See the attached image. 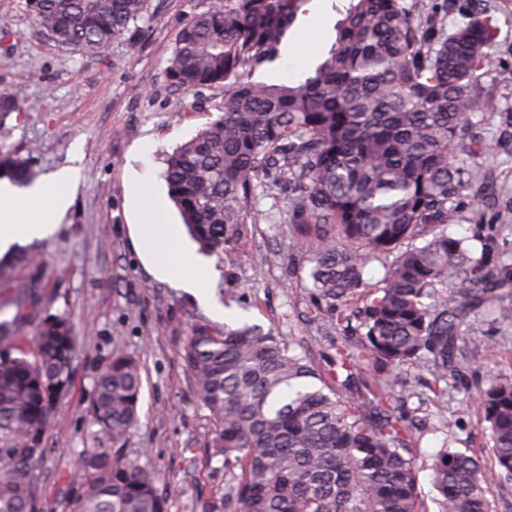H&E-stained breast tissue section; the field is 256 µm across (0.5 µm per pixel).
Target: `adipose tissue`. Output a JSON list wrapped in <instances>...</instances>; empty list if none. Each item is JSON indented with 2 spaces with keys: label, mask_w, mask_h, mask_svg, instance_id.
<instances>
[{
  "label": "adipose tissue",
  "mask_w": 512,
  "mask_h": 512,
  "mask_svg": "<svg viewBox=\"0 0 512 512\" xmlns=\"http://www.w3.org/2000/svg\"><path fill=\"white\" fill-rule=\"evenodd\" d=\"M73 182V170L63 169L21 192L0 185V254L15 242L53 234L72 203ZM128 193L134 216L129 230L141 261L156 279L204 299L214 271L191 253L182 225L167 223L163 201L141 175L132 176Z\"/></svg>",
  "instance_id": "adipose-tissue-1"
}]
</instances>
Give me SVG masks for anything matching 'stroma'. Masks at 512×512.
<instances>
[{
  "label": "stroma",
  "instance_id": "1",
  "mask_svg": "<svg viewBox=\"0 0 512 512\" xmlns=\"http://www.w3.org/2000/svg\"><path fill=\"white\" fill-rule=\"evenodd\" d=\"M211 0H150L147 16L132 25L133 40L117 39L101 53L61 50L39 37L25 0H0V93L17 111L0 112V154L27 158L33 181L74 169L73 203L57 233L27 243L43 261L24 272L51 309L67 310L78 338L73 384L44 436L47 456L35 476L44 512H66L69 482L78 478L76 454L90 447L87 435L94 380L120 349L140 358L143 389L139 421L125 447L156 474L169 512H212L224 489V468L208 446L211 421L182 363L186 337L197 324L216 329L258 323L289 337L325 380H332L329 339L308 320L310 282L289 272L293 236L282 220L288 208L278 192L258 195L254 220L243 225L237 261L212 254L216 271L211 305L156 280L141 263L129 237L132 221L127 184L133 172H150L156 196L167 194L164 159L224 110L220 86L185 91L166 70L183 24ZM349 0H309L297 18L307 25L304 45L287 35L279 58L263 72L269 83L304 80L326 57ZM497 26L488 70L478 78L494 111L472 118L469 139L491 141L498 153L483 159L482 191L503 225L499 244L512 264V0H478ZM81 142L80 154L71 146ZM495 311L480 316L466 346L448 401H428L423 365L402 370L405 407L423 430L413 448L418 492L425 512H438L429 465L443 448L466 450L483 466L494 512H512V479L498 476L489 432L474 398L489 372L512 373V287L501 291ZM491 345L487 360L483 345Z\"/></svg>",
  "mask_w": 512,
  "mask_h": 512
}]
</instances>
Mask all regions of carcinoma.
Listing matches in <instances>:
<instances>
[{"instance_id":"1","label":"carcinoma","mask_w":512,"mask_h":512,"mask_svg":"<svg viewBox=\"0 0 512 512\" xmlns=\"http://www.w3.org/2000/svg\"><path fill=\"white\" fill-rule=\"evenodd\" d=\"M309 0H218L179 31L167 68L186 91L224 86V112L177 148L163 177L201 251L224 256L253 215L258 190L288 194L285 223L309 252V319L330 334L334 386L286 337L258 324L192 328L185 369L223 458L224 512H420L412 448L419 425L404 409L400 370L421 359L432 399L445 401L474 312L500 299L512 264L501 225L477 209L481 245L448 235L474 160L471 119L494 110L476 85L495 40L473 7L448 27L459 0H350L336 39L312 75L294 84L255 78L280 51ZM37 33L57 47L97 54L143 18L149 0H26ZM26 184L16 154L0 177ZM392 257L369 288V263ZM39 255L0 263V512H42L36 465L73 381L77 336L68 313L41 315L24 269ZM24 322L35 334L19 335ZM340 337H335V334ZM142 364L121 350L94 382L92 447L77 458L69 512H168L157 478L124 444L138 422ZM491 455L512 477V374L492 375L475 397ZM439 512H491L480 461L441 450L430 465Z\"/></svg>"}]
</instances>
